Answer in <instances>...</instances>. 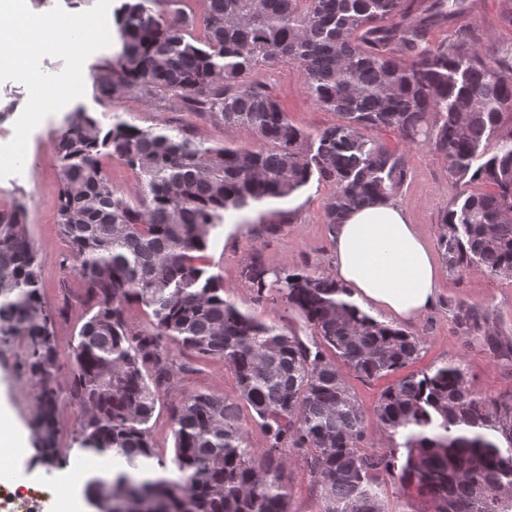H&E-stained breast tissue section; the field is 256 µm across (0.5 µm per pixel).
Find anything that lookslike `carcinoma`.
I'll return each mask as SVG.
<instances>
[{
	"instance_id": "carcinoma-1",
	"label": "carcinoma",
	"mask_w": 512,
	"mask_h": 512,
	"mask_svg": "<svg viewBox=\"0 0 512 512\" xmlns=\"http://www.w3.org/2000/svg\"><path fill=\"white\" fill-rule=\"evenodd\" d=\"M180 2L123 3L121 49L91 68L93 93L109 106L132 94L154 99L226 137L201 139L190 121L143 129L115 113L105 128L82 109L67 113L54 209L86 320L64 349L43 302L27 205L0 209V335L26 342L40 456L69 465L56 445L64 350L79 448L125 459L112 477L88 481L96 512H291L288 450L304 459L320 512H392L388 483L426 499L430 512H512V398L476 395L447 364L388 386L369 415L341 366L382 378L413 362L421 339L377 320L335 279L268 267L254 250L242 271L253 302L297 311L315 333L308 344L224 300L203 256L227 215L289 198L315 175L334 187L325 211L333 230L346 211L391 200L405 161L368 135L390 129L448 160L457 192L440 225L446 263L511 279L512 43L457 24L466 0H205L200 23ZM450 25L448 38L429 40ZM288 63L336 123L315 134L292 123L270 83ZM111 159L137 174L134 196L112 185ZM479 181L492 190H468ZM134 306L150 317L143 329L128 323ZM171 341L224 362L236 395L176 399L178 478L149 479L156 405L194 371ZM243 405L265 435L261 449ZM371 418L392 448L364 449Z\"/></svg>"
}]
</instances>
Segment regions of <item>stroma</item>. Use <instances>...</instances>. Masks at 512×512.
I'll return each instance as SVG.
<instances>
[{
    "mask_svg": "<svg viewBox=\"0 0 512 512\" xmlns=\"http://www.w3.org/2000/svg\"><path fill=\"white\" fill-rule=\"evenodd\" d=\"M304 86L305 74L300 67L278 66L275 93L295 125L315 132L336 123V115L319 109ZM27 100L28 92L21 82H0V144L12 139L14 124ZM79 108L94 113L105 127L116 112L141 128L179 125L187 118L186 113L164 110L157 102L137 96L109 108L88 92L67 104L65 112ZM65 112L48 116L32 131L22 174L0 180V206L9 205L16 198L24 199L28 205L30 235L42 254L43 300L49 309L66 310L55 320L56 334L63 345L83 323L85 314L77 299L81 281L71 269L70 249L59 231L54 211L59 190L55 158ZM373 136L402 153L408 177L396 200L434 255H441L439 226L456 192L447 159L429 147L405 145L392 130H377ZM332 193L331 184L314 178L288 199L228 216L212 232L205 252L209 271L224 280L225 300L244 310L255 308L242 271L256 249L271 266L331 273L332 231L325 219V207ZM438 270L435 307L402 325L404 331L423 340L418 358L374 381L344 370L351 392L365 410H372L382 391L399 379L447 362L461 367L477 395L512 397V282L475 268L461 271L442 264ZM24 346L21 337L0 335V395L9 403L19 425L25 427L35 408L27 376L19 366ZM194 364L195 372L184 377L178 394L203 391L234 396V376L222 361L198 357ZM4 465L19 473L20 478L0 483V512H54L55 490L64 471H33L29 464L15 461L11 449L0 447V467ZM285 481L291 512H319L321 504L299 456H289Z\"/></svg>",
    "mask_w": 512,
    "mask_h": 512,
    "instance_id": "1",
    "label": "stroma"
}]
</instances>
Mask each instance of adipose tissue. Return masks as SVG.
<instances>
[{
  "mask_svg": "<svg viewBox=\"0 0 512 512\" xmlns=\"http://www.w3.org/2000/svg\"><path fill=\"white\" fill-rule=\"evenodd\" d=\"M333 276L354 297L404 321L433 308L439 271L432 251L394 201L347 212L333 237ZM109 456H88L66 472L58 490L59 512H85L81 494L88 480L112 473Z\"/></svg>",
  "mask_w": 512,
  "mask_h": 512,
  "instance_id": "adipose-tissue-1",
  "label": "adipose tissue"
}]
</instances>
